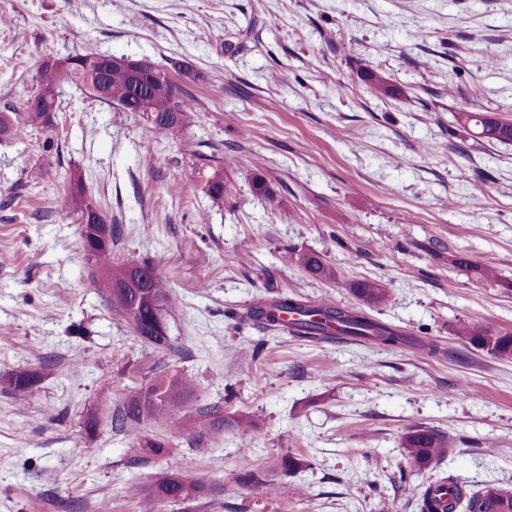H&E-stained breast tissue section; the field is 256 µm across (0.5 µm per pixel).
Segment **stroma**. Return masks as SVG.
Instances as JSON below:
<instances>
[{
	"instance_id": "obj_1",
	"label": "stroma",
	"mask_w": 512,
	"mask_h": 512,
	"mask_svg": "<svg viewBox=\"0 0 512 512\" xmlns=\"http://www.w3.org/2000/svg\"><path fill=\"white\" fill-rule=\"evenodd\" d=\"M47 46L143 59L174 80L187 62L196 79L186 140L154 139L145 117L73 86L52 128L0 140V512H140L126 488L156 465L112 413L163 369L194 378L196 404L256 421L255 469L288 452L310 462L273 494L238 482L234 431L180 437L168 462L221 495L165 512H414L438 473L512 491V360L452 335L512 332V143L457 121L512 119V0H0V112L36 93ZM203 153L226 160L222 202ZM77 174L116 231L114 261L153 262L166 281L172 351L143 344L95 288L68 203ZM309 250L334 279L298 264ZM457 251L497 279L452 267ZM366 280L388 293L371 316L437 355L238 318L283 293L351 308ZM19 368L39 376L22 401L7 383ZM424 427L448 451L418 470L400 441Z\"/></svg>"
}]
</instances>
